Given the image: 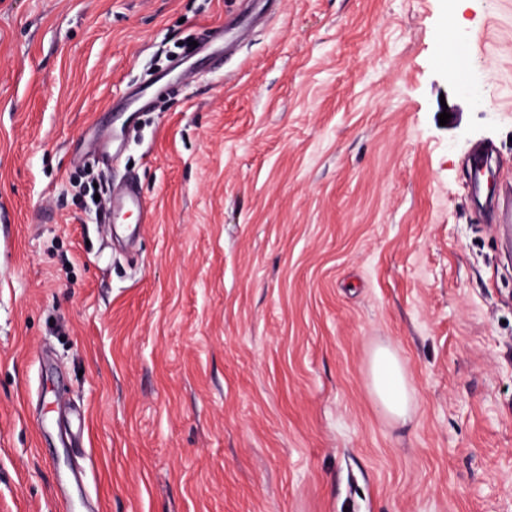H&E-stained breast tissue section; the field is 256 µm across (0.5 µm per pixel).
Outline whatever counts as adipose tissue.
I'll list each match as a JSON object with an SVG mask.
<instances>
[{"instance_id":"ef3b65f1","label":"adipose tissue","mask_w":512,"mask_h":512,"mask_svg":"<svg viewBox=\"0 0 512 512\" xmlns=\"http://www.w3.org/2000/svg\"><path fill=\"white\" fill-rule=\"evenodd\" d=\"M372 392L384 412L406 421L414 405V390L396 352L387 346L377 348L370 362Z\"/></svg>"}]
</instances>
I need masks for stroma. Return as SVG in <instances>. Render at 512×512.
I'll return each mask as SVG.
<instances>
[{
    "label": "stroma",
    "instance_id": "1",
    "mask_svg": "<svg viewBox=\"0 0 512 512\" xmlns=\"http://www.w3.org/2000/svg\"><path fill=\"white\" fill-rule=\"evenodd\" d=\"M233 17L0 0V512H512V267L468 172L482 144L512 183V0H280L189 56ZM124 209H135L140 214L152 217V212L145 206L140 196L132 189H113L109 200L108 215ZM370 378L372 392L384 412L396 421L406 422L414 405V390L393 349L381 346L374 351Z\"/></svg>",
    "mask_w": 512,
    "mask_h": 512
}]
</instances>
